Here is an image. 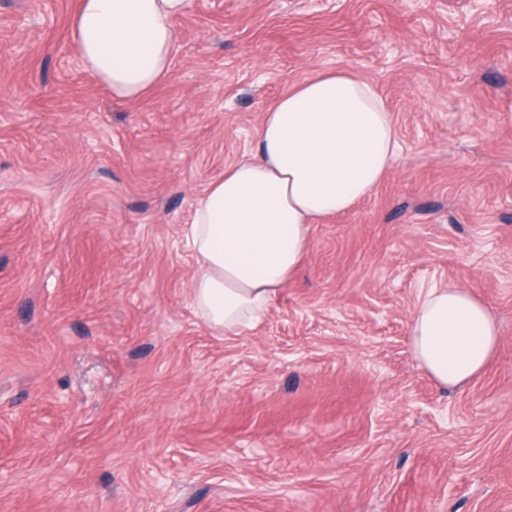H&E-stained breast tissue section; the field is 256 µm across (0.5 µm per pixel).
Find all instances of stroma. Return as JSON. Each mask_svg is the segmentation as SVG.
Here are the masks:
<instances>
[{
	"label": "stroma",
	"mask_w": 512,
	"mask_h": 512,
	"mask_svg": "<svg viewBox=\"0 0 512 512\" xmlns=\"http://www.w3.org/2000/svg\"><path fill=\"white\" fill-rule=\"evenodd\" d=\"M76 5L0 0V512H512V0H194L132 103ZM338 69L397 159L224 335L184 229L288 85ZM443 284L500 331L456 388L408 336Z\"/></svg>",
	"instance_id": "obj_1"
}]
</instances>
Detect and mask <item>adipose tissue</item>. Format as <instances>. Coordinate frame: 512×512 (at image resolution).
<instances>
[{
  "mask_svg": "<svg viewBox=\"0 0 512 512\" xmlns=\"http://www.w3.org/2000/svg\"><path fill=\"white\" fill-rule=\"evenodd\" d=\"M193 0H79L73 38L114 98L137 100L171 73L174 18ZM398 152L393 118L375 87L351 73L293 84L266 110L255 155L198 198L185 236L198 268L193 302L205 322L235 334L267 314L297 270L309 226L350 210L381 182ZM412 351L439 384L483 372L499 330L465 289L427 290L409 324Z\"/></svg>",
  "mask_w": 512,
  "mask_h": 512,
  "instance_id": "ef3b65f1",
  "label": "adipose tissue"
}]
</instances>
